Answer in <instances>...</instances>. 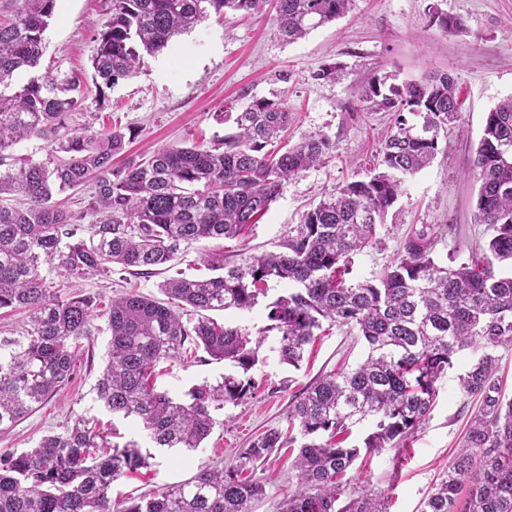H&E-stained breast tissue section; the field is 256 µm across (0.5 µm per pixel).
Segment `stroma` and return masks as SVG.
Listing matches in <instances>:
<instances>
[{
  "instance_id": "1",
  "label": "stroma",
  "mask_w": 512,
  "mask_h": 512,
  "mask_svg": "<svg viewBox=\"0 0 512 512\" xmlns=\"http://www.w3.org/2000/svg\"><path fill=\"white\" fill-rule=\"evenodd\" d=\"M106 8V0H56L40 65L34 72H17L15 86L26 84L35 73L92 74L95 44L90 31L105 20ZM435 10L458 21V28L446 30L431 23ZM274 15L269 5L250 15L210 14L147 58L135 77L105 89L96 128L117 125L131 130V158L172 145L212 147L235 130L233 121L221 120V113L243 111L257 98L284 100L294 117L289 141L319 134L330 140L333 151L326 163L288 181L252 226L248 242L261 253L276 250L289 226L300 223L324 196L373 172L391 115L362 101L372 78L403 82L428 73L450 74L460 92L461 116L441 137L431 165L407 179L386 217L387 232L356 257L352 276L362 280L380 271L396 257L406 234L423 224L444 227L436 246L439 255L465 260L470 249L488 237L486 225L474 221L478 185L470 171L487 112L512 96V0H353L343 17L293 43L276 35ZM48 279L60 295L76 290L104 304L125 291L162 296L159 274L123 281L97 274L74 285L54 272ZM95 325L97 332L86 341L71 382L0 434V453L34 448L43 436L61 432L79 417L97 421L111 442L137 441L152 456L150 468L113 483L116 501L187 481L207 467L233 463L255 435L287 429L288 406L295 394L320 375L355 367L367 355L356 331L333 327L307 346L300 368L294 369L282 363L277 336H267L261 360L250 372L253 397L226 405L200 448H157L134 419L111 414L97 401L95 386L107 362L110 333L106 318H98ZM470 362V353L458 356L439 380L434 407L414 437L404 447L386 449L366 465L353 467L352 486L384 491L388 512H418L463 441L476 409L459 388V377ZM232 370L230 362L191 353L160 362L156 387L181 397L192 386L216 382ZM291 461L290 450L282 448L257 466L266 496L253 504L252 512H280L297 483Z\"/></svg>"
}]
</instances>
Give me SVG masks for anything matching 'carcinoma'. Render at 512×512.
<instances>
[{"mask_svg": "<svg viewBox=\"0 0 512 512\" xmlns=\"http://www.w3.org/2000/svg\"><path fill=\"white\" fill-rule=\"evenodd\" d=\"M266 0H110L91 32L93 84L58 71L13 86L35 68L55 0H20L0 19V310L29 312L20 336H0V433L72 380L83 341L104 314L108 362L96 397L110 413L133 416L159 448L200 447L216 413L253 395L249 372L269 333L284 363L297 368L315 331L327 321L358 331L369 352L356 368L323 376L296 396L285 434L257 435L227 468L202 469L149 498L114 502L112 483L150 467L138 442L107 444L82 419L39 445L0 454V512H251L265 482L248 479L278 448L298 445L297 487L281 512H387L383 492L355 490L348 471L359 459L400 448L426 420L437 383L457 355L474 359L460 378L479 408L448 472L421 512H512V399L496 376L499 347L512 346V96L487 112L474 160L479 183L475 222L489 238L466 260L435 252L442 228H413L398 257L364 280H351L353 257L378 242L406 178L435 158L440 137L460 118L454 79L432 73L400 84L374 78L362 101L392 113L381 158L366 180L347 182L288 227L277 251L246 244L286 182L333 149L308 134L270 149L291 113L279 99H257L233 119L224 147L170 146L147 158L113 157L130 141L123 129L97 130L102 87L136 76L145 59L214 12H257ZM275 30L291 43L336 20L352 0H274ZM39 140L46 159L15 155ZM91 184L80 211L63 209L56 193ZM92 221L85 225V217ZM237 239L231 255L208 257L216 275L182 273L160 284L165 299L125 293L101 312L96 297L66 299L52 291L44 267L68 280L93 274L149 275L171 267L194 242ZM288 293L266 305L269 325L253 339L209 311L250 310L273 286ZM239 369L222 381L191 387L183 398L156 390V364L190 349ZM371 422L360 445L346 446L350 426Z\"/></svg>", "mask_w": 512, "mask_h": 512, "instance_id": "carcinoma-1", "label": "carcinoma"}]
</instances>
